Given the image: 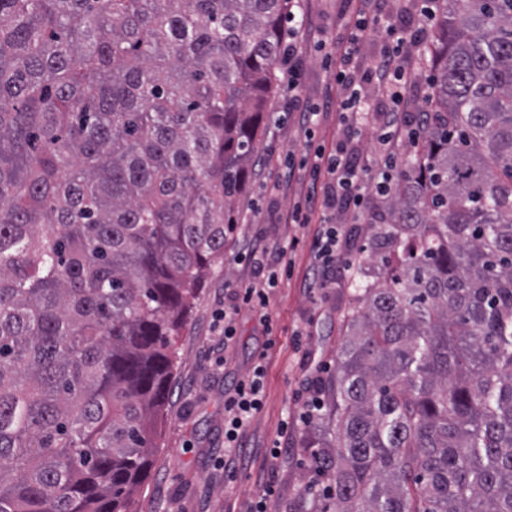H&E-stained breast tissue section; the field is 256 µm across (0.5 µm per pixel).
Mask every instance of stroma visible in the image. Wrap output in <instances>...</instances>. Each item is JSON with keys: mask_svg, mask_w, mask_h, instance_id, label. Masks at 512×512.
<instances>
[{"mask_svg": "<svg viewBox=\"0 0 512 512\" xmlns=\"http://www.w3.org/2000/svg\"><path fill=\"white\" fill-rule=\"evenodd\" d=\"M340 7V0H307L305 4L308 29L301 43L305 65L300 83L303 95L316 102L336 96L334 70L324 64L318 41L322 34H335ZM276 74L277 92L262 114L265 131L259 152L263 162L254 169L238 201L242 220L224 242V258L214 265L181 329L165 405L158 415L152 466L132 499V512H244L271 479L279 488L272 512H298L305 501V487L316 479L307 439L336 431V419L328 412L312 426L291 430L287 454L278 460L275 472L267 471L265 452L284 421L296 417L308 376L292 345L293 330L310 326L311 334L303 345L321 362L322 381H330L344 340L342 322L355 307L354 289L347 282L316 297L306 292L304 284L313 259L303 247L293 254L291 273L283 276L270 297L268 312L277 329L275 344L268 351L265 406L244 437L250 462L238 471L233 483L224 481V468L218 463L224 455V389L233 376L248 372L254 353L265 341L257 316L241 310L237 336L228 350L229 363L214 360L210 353L212 327L224 310V285L250 277L251 269L241 262L240 255L254 236L280 245L295 237L309 241L316 236L319 222L302 226L286 219L294 203L312 194L309 180L294 175L275 192L269 185L284 173L289 159H301L307 142L333 147L338 131V116L331 109L321 112L315 129H307L298 113L288 109L285 65H278Z\"/></svg>", "mask_w": 512, "mask_h": 512, "instance_id": "obj_1", "label": "stroma"}]
</instances>
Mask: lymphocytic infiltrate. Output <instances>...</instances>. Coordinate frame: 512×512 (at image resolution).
Returning <instances> with one entry per match:
<instances>
[{
    "label": "lymphocytic infiltrate",
    "instance_id": "1",
    "mask_svg": "<svg viewBox=\"0 0 512 512\" xmlns=\"http://www.w3.org/2000/svg\"><path fill=\"white\" fill-rule=\"evenodd\" d=\"M405 2L413 16L409 23L394 21L388 0H358L354 10L339 15V30L332 38L339 52L335 59L340 89L335 101L340 114L336 145L307 150L298 165L311 181L320 182V205L329 213L309 246L315 268L305 284L310 293L331 287L337 276L352 269L348 254L354 242L349 227L364 218L371 196L391 191L396 167L393 145L399 139L416 141L427 118L425 109L411 106L409 91L419 84L420 75L405 54L428 40L435 13L430 0ZM371 28L383 31L384 45L373 65L359 71L353 61ZM366 135L377 145L371 160L365 159L359 148ZM299 244L295 238L284 248L259 243L248 249L244 259L253 270L252 276L224 291L222 343L234 339L236 318L245 307L258 314L265 334H272L267 311L270 296L279 286L287 252ZM266 357L263 351L255 354L249 371L234 378L224 393V476L230 481L242 461L244 431L264 407Z\"/></svg>",
    "mask_w": 512,
    "mask_h": 512
}]
</instances>
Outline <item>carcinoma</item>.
Segmentation results:
<instances>
[{"label": "carcinoma", "instance_id": "cac0c4a2", "mask_svg": "<svg viewBox=\"0 0 512 512\" xmlns=\"http://www.w3.org/2000/svg\"><path fill=\"white\" fill-rule=\"evenodd\" d=\"M289 0H0V512H129L258 163ZM369 230L333 512H512V0H439Z\"/></svg>", "mask_w": 512, "mask_h": 512}]
</instances>
